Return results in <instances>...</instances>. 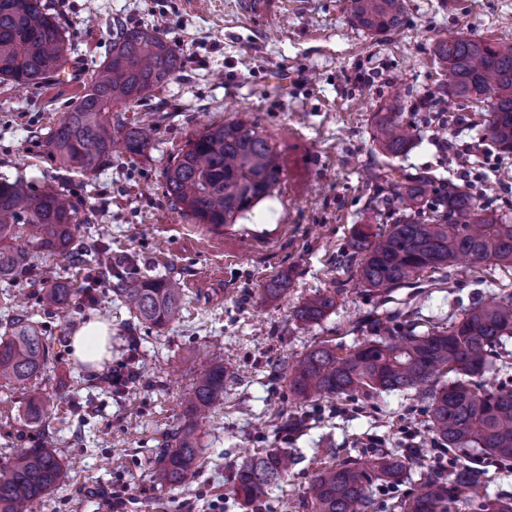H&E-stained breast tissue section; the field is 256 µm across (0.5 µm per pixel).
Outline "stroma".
Masks as SVG:
<instances>
[{
    "instance_id": "1",
    "label": "stroma",
    "mask_w": 512,
    "mask_h": 512,
    "mask_svg": "<svg viewBox=\"0 0 512 512\" xmlns=\"http://www.w3.org/2000/svg\"><path fill=\"white\" fill-rule=\"evenodd\" d=\"M263 16L246 0H46L72 36L67 79L30 88L0 85V176L22 177L34 191L59 188L78 209L83 235L104 244L113 261L131 260L150 276H170L184 290L179 321L159 329L134 318L111 289L93 303L45 310L39 294L58 260H42L23 280L0 283V322L24 308L54 352L43 376L0 389V469L21 448L53 437L72 479L33 512H115L110 491L125 489L116 512H310L307 489L320 461L356 459L373 448L431 449L427 403L415 393L321 400L294 408L288 385L271 365L317 344L366 339L368 317L398 311L417 322L460 318L481 299L512 292V269L485 263L460 274L451 288L432 273L387 295L349 283L339 259L354 226L373 223L367 171L382 160L373 114L402 91L404 121L420 140L393 159L402 174L433 171L441 183L472 182L482 198L512 217V156L485 143L486 106L458 100L447 109L438 91L447 75L435 62L434 41L462 34L512 39V0H406L404 32L372 37L350 23L349 0H273ZM161 23L163 37L183 54L176 81L125 113L133 124L154 123L152 148L113 155L93 177L66 172L45 146L50 128L82 94L89 69L105 60L116 24ZM428 109H418L419 101ZM461 125H452V117ZM234 119L257 123L284 161L273 197L217 235L181 214L166 193L162 169L196 130ZM452 139L441 153L435 138ZM283 278L285 294L265 299L266 282ZM345 283L336 310L317 324L292 316L301 298ZM98 318L112 326V356L99 367L76 360L74 332ZM224 346V399L201 427L200 469L187 484L156 486L158 450L183 424V398L209 365L213 341ZM138 344L134 379L120 396H99L88 419L73 402L87 387L123 367ZM52 398L42 422L24 418L28 399ZM294 450L286 481L254 505L233 492L236 465L270 446Z\"/></svg>"
}]
</instances>
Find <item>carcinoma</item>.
Here are the masks:
<instances>
[{"instance_id":"1","label":"carcinoma","mask_w":512,"mask_h":512,"mask_svg":"<svg viewBox=\"0 0 512 512\" xmlns=\"http://www.w3.org/2000/svg\"><path fill=\"white\" fill-rule=\"evenodd\" d=\"M354 26L370 35L402 32L407 23L405 0H350ZM71 40L59 18L43 0H0V83L33 86L53 80L64 68ZM432 53L448 71L450 84L441 92L452 103L459 98L487 103L488 135L500 153L512 154V40L446 37ZM183 54L164 39L157 26L119 27L108 57L89 76L85 92L50 129L46 148L66 169L89 177L121 146L141 155L152 148L155 128L112 120L110 112H130L174 82ZM416 128L401 120V97L395 96L374 115V141L386 158H397L418 141ZM283 162L269 136L255 123L232 120L208 125L189 138L186 149L163 169L168 196L198 224H233L273 196L281 183ZM389 182L384 170L368 173L369 204L383 203L392 222L377 231L362 224L353 229L341 264L349 280L372 294H387L412 283L425 271L488 261L512 266V220L481 201L469 182L439 184L431 171L404 175L397 189L383 194ZM32 235L18 243L20 225ZM88 249L80 232L77 207L62 190L33 192L21 179L0 178V281L8 282L34 259L62 257L84 263ZM98 276L116 279L112 291L134 317L164 329L179 319L184 292L167 276L118 272L95 247ZM344 289L316 292L293 309L295 319L317 324L336 309ZM90 289L52 277L40 302L64 309ZM0 337V387L10 388L41 374L50 359L42 329L28 313H14ZM372 338L349 347L327 341L299 357L285 372L288 391L299 407L321 399L413 390L428 402L429 425L447 451L448 461L433 462L422 473L417 495L393 505L397 512H448V500L481 486L486 467L512 461V375L500 355L512 337V293L476 302L463 316L431 324L420 332L392 316L368 321ZM493 373L497 384L487 385ZM453 375L445 381L443 377ZM224 348L188 392L184 424L176 447L161 450L152 472L161 488L185 485L199 467V421L224 399ZM51 401L28 400L25 416L45 419ZM480 448L484 456L466 464L460 455ZM420 454H398L378 448L356 460L324 462L308 488L310 512H375L369 487L394 483L411 474ZM295 455L286 448H266L236 467L235 494L245 505L267 495L288 477ZM69 481V472L49 439L21 448L0 472V512H30L34 503ZM478 512H512V496H484Z\"/></svg>"}]
</instances>
